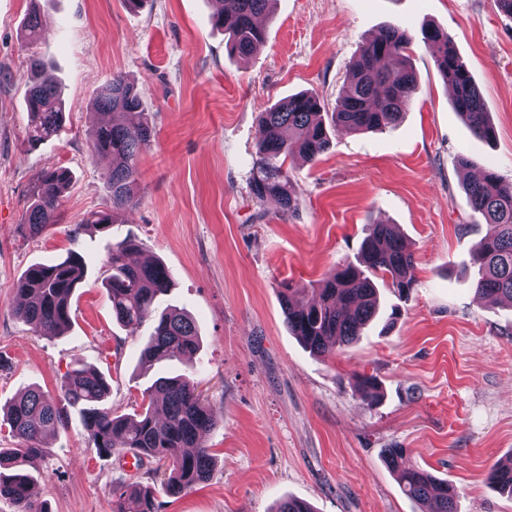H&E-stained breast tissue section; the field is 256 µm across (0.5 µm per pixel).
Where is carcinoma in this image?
<instances>
[{"label": "carcinoma", "mask_w": 512, "mask_h": 512, "mask_svg": "<svg viewBox=\"0 0 512 512\" xmlns=\"http://www.w3.org/2000/svg\"><path fill=\"white\" fill-rule=\"evenodd\" d=\"M272 0H224V10L213 15L215 27L224 30L232 53L245 56L263 41L264 31L257 18L265 14ZM41 30L37 12L25 25L27 44H33ZM422 42L434 49V61L443 79L453 88L455 111L475 137L489 140L494 127L479 90L452 45L451 37L429 27L421 28ZM411 43L407 33L389 27L366 42L350 66L345 88L336 96L332 111L318 94L302 92L280 101L259 116V139L250 179V193L257 201H278L282 213L299 205V193L284 168L296 153L309 161L318 160L330 147L331 130L352 132L383 131L395 126L418 90L416 74L406 51ZM32 82L26 96L27 143L34 147L58 132L65 121V107L58 91L40 77L42 64L29 57ZM96 107L112 114V122L91 132V150L108 155L112 167L106 183L112 208L122 209L134 202L137 158L154 136L144 118L140 92L124 76L112 75ZM70 181L68 170L56 167L41 171L35 179L32 202L20 229L23 235L39 236L56 223L62 196ZM468 203L480 213L491 230L472 249L478 265L476 292L490 302L512 300V177L487 170L464 185ZM138 249L132 239L112 245L105 277L112 315L130 335L151 320L153 331L142 350L148 363L178 355L190 358L200 347L195 322L173 308L156 312L155 303L171 287V276L159 260L133 266L126 255ZM86 262L71 251L52 264H34L22 275L17 292L21 302L12 315L29 325L37 336H60L70 323L71 297L83 283ZM415 257L389 224H374L362 240L356 261L346 262L320 280L318 298L305 301L303 288L286 286L282 302L289 332L317 357H328L362 335L379 309L376 280L401 299L415 288ZM356 386L363 398L376 400L377 380L360 376ZM61 399L38 387L27 389L3 411L0 421L16 440L13 448H0V501L13 512H50L47 503L32 497L28 468L47 455L45 435L66 428L67 408H75L87 434L88 447L97 455L110 457L128 452L168 463L161 486L178 496L207 480L213 458L202 434L214 419L195 382L187 375L160 377L146 388L147 404L133 415H117L108 406L110 388L95 367L81 364L69 371L60 386ZM402 448H385L382 459L396 476L401 491L425 506V512H457L456 492L448 482L419 467L405 463ZM487 481L494 488L512 494V464L495 466ZM112 512H158L152 488L121 485L113 490ZM270 512H313L298 498L279 502Z\"/></svg>", "instance_id": "obj_1"}]
</instances>
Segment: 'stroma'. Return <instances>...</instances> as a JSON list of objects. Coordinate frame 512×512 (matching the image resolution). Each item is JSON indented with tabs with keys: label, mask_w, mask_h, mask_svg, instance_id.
Returning a JSON list of instances; mask_svg holds the SVG:
<instances>
[{
	"label": "stroma",
	"mask_w": 512,
	"mask_h": 512,
	"mask_svg": "<svg viewBox=\"0 0 512 512\" xmlns=\"http://www.w3.org/2000/svg\"><path fill=\"white\" fill-rule=\"evenodd\" d=\"M39 11L33 46L24 25ZM217 0H0V405L29 387L59 395L77 364L97 367L114 411L134 414L161 376L189 375L208 401L203 441L213 459L206 483L176 497L157 490L160 512H270L297 497L314 512H421L381 459L448 481L458 512H512V498L486 482L512 460V303L475 292L473 244L490 227L469 207L463 182L485 168L512 176V17L495 0H276L262 17L265 38L247 57L230 53L211 17ZM395 25L412 39L418 91L396 127L336 131L314 163L286 165L298 208L255 203L249 182L259 115L310 91L334 102L363 43ZM447 32L482 95L492 140L472 137L422 40V26ZM46 64L66 103L59 136L26 144L28 53ZM139 90L154 127L138 161L135 203L113 209L108 159L89 134L107 113L93 102L112 74ZM470 166H463L461 157ZM71 173L57 224L36 238L19 226L37 174ZM112 214L101 232L86 224ZM394 225L416 259L408 300L380 291L382 316L354 344L313 356L285 323L283 283L305 287L354 260L371 224ZM168 268L173 286L160 308L196 322L192 359L146 365L150 330L129 335L112 317L102 286L108 248L126 238ZM75 251L86 279L71 299L63 335L32 333L11 312L24 271ZM400 317L386 327L392 307ZM379 383L368 403L354 377ZM31 472L52 512H112L119 483H150L154 461L102 458L79 419L47 440Z\"/></svg>",
	"instance_id": "1"
}]
</instances>
